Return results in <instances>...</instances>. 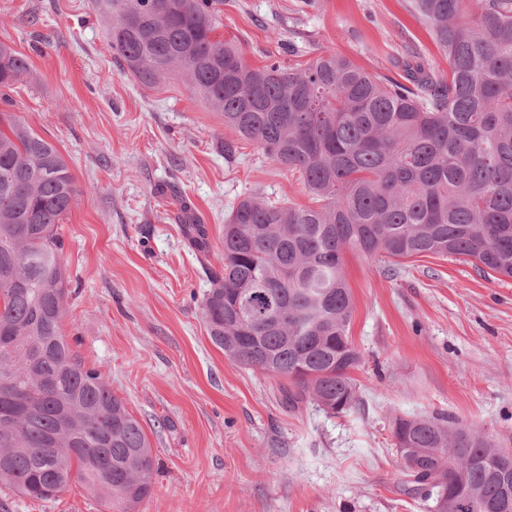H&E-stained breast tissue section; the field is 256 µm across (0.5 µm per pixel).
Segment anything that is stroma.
Masks as SVG:
<instances>
[{"instance_id":"stroma-1","label":"stroma","mask_w":512,"mask_h":512,"mask_svg":"<svg viewBox=\"0 0 512 512\" xmlns=\"http://www.w3.org/2000/svg\"><path fill=\"white\" fill-rule=\"evenodd\" d=\"M218 35L252 66L324 51L399 77L415 51L448 58L412 0H224ZM0 41L30 69L0 102L53 142L78 194L59 233L71 288L62 332L143 428L158 467L133 512H426L404 491L395 418L445 414L512 448V278L456 258L391 264L345 256L360 404L292 408L288 383L210 340L205 266L221 267L224 219L248 195L299 205L298 174L234 137L181 80L149 89L123 70L94 0H0ZM209 231L200 254L178 199ZM0 512H107L79 481L48 500L0 485Z\"/></svg>"}]
</instances>
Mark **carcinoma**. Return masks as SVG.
Instances as JSON below:
<instances>
[{
	"mask_svg": "<svg viewBox=\"0 0 512 512\" xmlns=\"http://www.w3.org/2000/svg\"><path fill=\"white\" fill-rule=\"evenodd\" d=\"M223 0H95L112 53L145 87L179 76L238 142L302 178L313 205L239 202L224 265L201 302L211 341L233 361L288 380L292 399L346 414L361 354L345 253L395 261L456 256L512 278V0H414L448 56L403 80L331 51L293 68L246 63L216 34ZM29 71L0 41V99ZM78 193L59 149L0 117V483L47 500L72 479L107 509L150 492L148 439L102 375L62 334L69 277L57 228ZM183 234L205 225L180 203ZM408 494L431 512H512V456L443 416L398 417Z\"/></svg>",
	"mask_w": 512,
	"mask_h": 512,
	"instance_id": "obj_1",
	"label": "carcinoma"
}]
</instances>
